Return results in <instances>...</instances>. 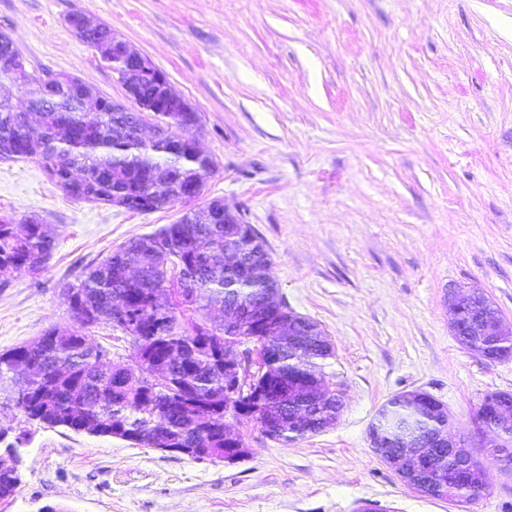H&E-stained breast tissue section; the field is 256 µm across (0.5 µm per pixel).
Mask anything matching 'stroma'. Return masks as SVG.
I'll return each mask as SVG.
<instances>
[{
	"label": "stroma",
	"instance_id": "1",
	"mask_svg": "<svg viewBox=\"0 0 512 512\" xmlns=\"http://www.w3.org/2000/svg\"><path fill=\"white\" fill-rule=\"evenodd\" d=\"M111 26L197 112L221 199L264 241L271 275L333 346L336 423L280 443L226 414L248 457L230 465L65 428L26 431L21 484L0 512H512V465L474 502L408 488L373 451L378 408L412 390L446 407L484 459L474 417L512 393L448 327V295L481 288L512 325V0H0V32L38 76L68 73L125 101L72 15ZM73 199L34 157L0 160V215L41 217L56 248L0 288V352L71 323L61 285L129 239L174 223Z\"/></svg>",
	"mask_w": 512,
	"mask_h": 512
}]
</instances>
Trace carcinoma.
Segmentation results:
<instances>
[{
  "mask_svg": "<svg viewBox=\"0 0 512 512\" xmlns=\"http://www.w3.org/2000/svg\"><path fill=\"white\" fill-rule=\"evenodd\" d=\"M11 39L0 33V159L39 156L43 169L69 196L128 210L150 212L178 201L177 184L204 181L212 160L186 142L195 112L179 118L159 119V134L143 140L137 133L136 114L112 111V99L98 95L100 111L94 121L85 118L84 94L78 86L58 83L41 91L42 78L31 74L26 63L15 62L27 85L38 93L41 112L26 123L25 112L12 104L14 73L6 61L14 58ZM170 153L179 155V167L159 162ZM149 181L152 194L142 191ZM196 212L158 231L129 240L105 260L88 268L75 283L63 289L72 293L75 308L68 338L56 339L61 327L52 326L40 342L0 353V382L14 387L11 402L24 422L44 428H66L76 433L110 437L118 435L134 445L162 441L169 448H210L224 452V430H204L194 420L204 407L222 417L241 404L262 429L272 428L274 441H294L315 434L298 429L295 416L308 409V401L290 392V378L298 374L324 375V361L333 356L329 347L317 346L307 359L288 360V345L252 335L241 326L224 332V321L211 317L209 300L219 297L244 310L258 301L271 322L291 317L301 325L310 343L326 340L309 333L318 322L288 307L280 290L249 273L224 272V246L247 252L246 267L264 266L271 257L252 227L237 224L233 237L224 236L222 224H200ZM56 238L47 225L26 217L0 216V271L25 269L38 274L52 257ZM131 269L142 270L135 280ZM129 308L128 319L115 320L116 301ZM101 322L121 327L130 337L135 365L99 359L106 350L91 346L86 330ZM244 342L274 349V364L255 379L247 399L229 401L224 395V353ZM22 360L37 365L23 379L16 372ZM164 381L153 384L154 374ZM377 417L371 427L386 435L385 453L396 451L389 432L395 413ZM455 456L444 468L427 476L440 488L424 493L449 502L479 499L488 486L487 469L474 461L476 470L467 481L454 477ZM21 483L18 465L0 466V500L12 497Z\"/></svg>",
  "mask_w": 512,
  "mask_h": 512,
  "instance_id": "obj_1",
  "label": "carcinoma"
}]
</instances>
